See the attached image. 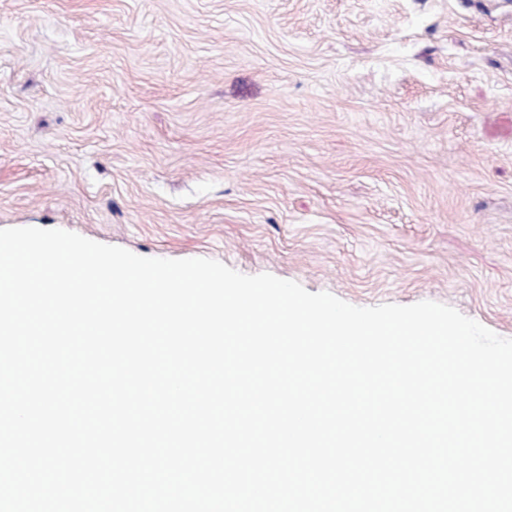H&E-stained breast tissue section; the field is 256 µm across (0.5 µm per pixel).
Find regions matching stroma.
Wrapping results in <instances>:
<instances>
[{
    "label": "stroma",
    "instance_id": "1",
    "mask_svg": "<svg viewBox=\"0 0 512 512\" xmlns=\"http://www.w3.org/2000/svg\"><path fill=\"white\" fill-rule=\"evenodd\" d=\"M512 338V0H0V229Z\"/></svg>",
    "mask_w": 512,
    "mask_h": 512
}]
</instances>
